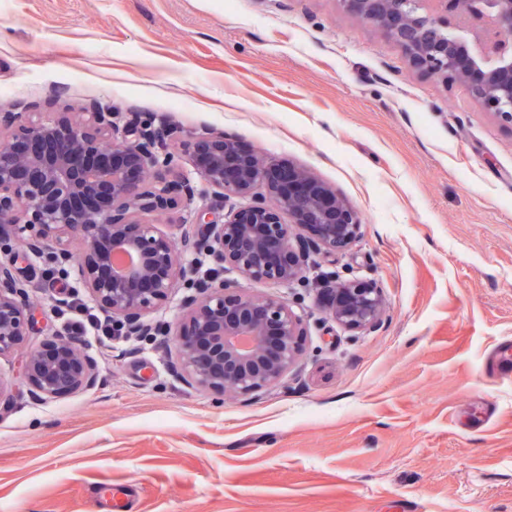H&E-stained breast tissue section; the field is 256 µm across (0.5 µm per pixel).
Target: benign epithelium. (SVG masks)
Masks as SVG:
<instances>
[{
    "label": "benign epithelium",
    "mask_w": 512,
    "mask_h": 512,
    "mask_svg": "<svg viewBox=\"0 0 512 512\" xmlns=\"http://www.w3.org/2000/svg\"><path fill=\"white\" fill-rule=\"evenodd\" d=\"M401 47L417 70L464 85L483 111L512 131V0H339ZM19 131L10 132L15 124ZM196 161V176L181 170ZM223 204L222 221L193 212L195 230L175 223L164 237L140 213L170 215L198 198ZM357 209L307 169L269 164L228 133H180L150 119L94 105L86 112L0 113V355L23 347L36 308L23 301L27 269L11 242L48 256L79 280L117 335L151 334L149 314L182 285L196 294L165 335L174 372L188 386L257 399L304 353V319L278 296L232 288L247 281H305L314 254L349 249L361 236ZM130 251L135 263L114 255ZM190 252L213 267L186 264ZM330 316L349 330L379 329L386 306L377 285L321 284ZM24 372L36 395L60 398L92 386L96 360L76 338L29 350Z\"/></svg>",
    "instance_id": "1"
}]
</instances>
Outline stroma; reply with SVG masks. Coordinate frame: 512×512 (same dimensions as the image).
<instances>
[{"mask_svg": "<svg viewBox=\"0 0 512 512\" xmlns=\"http://www.w3.org/2000/svg\"><path fill=\"white\" fill-rule=\"evenodd\" d=\"M235 134L361 214L302 285L225 273L303 314L298 371L261 399L177 379L164 336L87 342L96 383L35 395L0 356V512H512V133L339 0H0V112L93 103ZM29 347L68 337L43 257ZM377 284L375 332L318 282Z\"/></svg>", "mask_w": 512, "mask_h": 512, "instance_id": "obj_1", "label": "stroma"}]
</instances>
